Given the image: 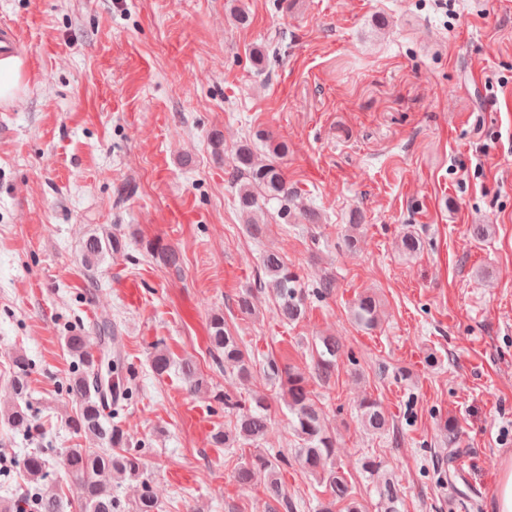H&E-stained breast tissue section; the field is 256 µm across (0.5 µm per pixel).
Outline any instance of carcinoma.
I'll return each instance as SVG.
<instances>
[{"instance_id": "1", "label": "carcinoma", "mask_w": 512, "mask_h": 512, "mask_svg": "<svg viewBox=\"0 0 512 512\" xmlns=\"http://www.w3.org/2000/svg\"><path fill=\"white\" fill-rule=\"evenodd\" d=\"M288 147L284 143H269L268 154H257L248 140L234 150L232 156V185L237 191L240 210L247 229L259 236L264 223L259 215L267 207L276 205L277 215L285 222L296 219L297 193L288 186L282 167V158ZM123 242L112 232L94 229L83 241L84 261L94 268L106 256L119 252ZM148 254L161 259L166 265L177 268L179 255L167 248L154 245L147 247ZM266 280L262 288L269 289L277 311L286 322L299 320L305 313L306 297L300 277L288 259L282 254L268 251L262 257ZM353 318L361 327L371 330L379 324V301L372 293H364L354 303ZM97 350H92V339L83 332H73L65 337L64 345L70 356L78 361L66 384V391L75 401V413L68 416V425L80 437H90L101 443L95 448H68L62 457V466L70 479L80 487L79 512H125V504L112 495V480L130 478L141 480L142 492L135 502L134 512H158V505L149 490L144 464L139 456L128 448V437L121 425L113 422L120 415V403L129 399L132 391L119 384L112 387V397L105 399L106 389L100 387L98 374L103 366L112 363L119 367L121 351L115 341L116 326L107 317L94 325ZM209 349L224 358V362L237 368L238 376L246 378L251 373V360L246 357L239 338L224 323V316L215 314L210 319L208 331ZM339 344L334 336H323L316 349L315 374L321 381L330 378L336 368ZM174 361L170 355L157 350L151 358V370L161 376L168 372ZM12 388L15 401L5 411L4 421L13 429L25 432L31 425L25 392L27 360L17 355L13 360ZM182 378L189 389H196L202 379L195 364L189 359L179 362ZM268 377L278 382L280 396L285 401L289 421L298 440L295 461L304 468L314 481L329 495L321 504L320 512H364V507L351 496L344 473L336 466V438L323 424L320 408L307 389L302 372L288 366L280 367L275 359L266 363ZM224 408L232 414L233 426L215 435L216 443L226 448L255 443L260 440L270 420L269 404L263 397L242 398L224 394ZM362 424L373 433L384 431L388 420L377 400L366 398L360 402ZM287 460L279 453H249L235 468V479L243 486H251L257 477H264L263 489L273 502L270 512H292L280 481V465ZM52 466L47 454L38 449L24 453L23 469L29 483L43 479ZM377 492L384 512H399L398 492L389 482H381ZM32 512H61L62 500L58 490L37 487L27 490Z\"/></svg>"}]
</instances>
